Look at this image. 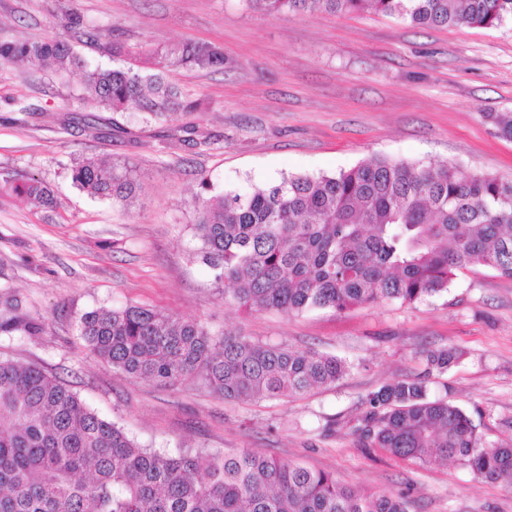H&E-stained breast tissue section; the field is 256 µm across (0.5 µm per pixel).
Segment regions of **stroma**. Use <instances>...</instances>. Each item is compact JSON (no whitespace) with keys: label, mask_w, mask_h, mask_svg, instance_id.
<instances>
[{"label":"stroma","mask_w":512,"mask_h":512,"mask_svg":"<svg viewBox=\"0 0 512 512\" xmlns=\"http://www.w3.org/2000/svg\"><path fill=\"white\" fill-rule=\"evenodd\" d=\"M79 18L82 27L70 26ZM97 31V42L84 34ZM62 40L114 67L106 44L224 50L223 69L170 68L202 106L176 119L102 111L80 72L0 66V286L39 321L34 336L0 332V358L65 382L141 447L169 455L249 449L408 496L411 512H512V489L455 463L422 467L359 446L350 422L383 383L422 371V350L463 351L431 395L462 408L483 441L512 444V279L475 267L412 305L346 313L246 312L225 305L194 236L200 175L212 192L286 175L335 174L373 156L449 163L463 176L512 179V139L483 119L512 112V24L417 28L375 12L260 14L243 0H0V42ZM34 114L23 118L20 106ZM128 163L131 205L91 198L73 160ZM41 179L37 207L13 192ZM158 307L227 331L345 358L335 384L296 398L231 402L185 382L136 378L93 357L78 332L87 312ZM16 189L37 206L50 207L53 204L51 191L40 179L33 177Z\"/></svg>","instance_id":"35a3bbf8"}]
</instances>
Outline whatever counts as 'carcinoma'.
I'll list each match as a JSON object with an SVG mask.
<instances>
[{
    "label": "carcinoma",
    "instance_id": "carcinoma-1",
    "mask_svg": "<svg viewBox=\"0 0 512 512\" xmlns=\"http://www.w3.org/2000/svg\"><path fill=\"white\" fill-rule=\"evenodd\" d=\"M257 13H354L367 9L412 26L489 28L512 21V0H243ZM25 59L84 83L109 112L150 117L188 112L198 101L167 84L169 66L224 67L215 45L188 43L137 53L123 68L91 66L61 41L0 44V65ZM483 118L512 139V113ZM90 197L127 203L128 164L91 158L71 167ZM17 190L37 206L53 195L39 179ZM198 255L224 303L247 310L344 312L382 301L415 304L481 266L512 278V180L458 175L449 164L370 157L333 175H288L245 192L199 199ZM0 300V331L34 336L40 324ZM80 335L96 357L128 375L175 386L193 380L226 400L292 398L341 379L335 356L215 334L200 320L127 304L82 316ZM456 350L425 354L426 368L369 393L353 433L364 448L428 465L453 460L480 479H512V446L486 445L458 406L430 394ZM0 512H409L401 493L367 492L251 450L222 457L142 448L115 423L41 369L0 359Z\"/></svg>",
    "mask_w": 512,
    "mask_h": 512
}]
</instances>
